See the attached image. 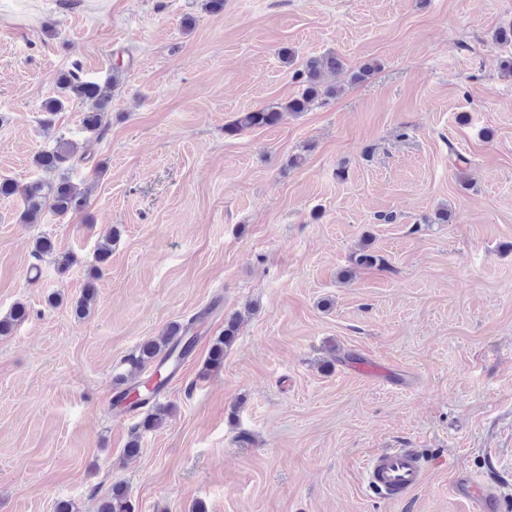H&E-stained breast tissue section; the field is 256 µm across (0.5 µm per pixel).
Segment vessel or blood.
I'll use <instances>...</instances> for the list:
<instances>
[{"label": "vessel or blood", "mask_w": 512, "mask_h": 512, "mask_svg": "<svg viewBox=\"0 0 512 512\" xmlns=\"http://www.w3.org/2000/svg\"><path fill=\"white\" fill-rule=\"evenodd\" d=\"M364 473L371 490L381 491L394 502L403 500L411 491L419 488L425 471L416 453L407 448H388L369 456ZM451 492L471 501L476 512H497L500 498L482 484L453 480Z\"/></svg>", "instance_id": "vessel-or-blood-1"}]
</instances>
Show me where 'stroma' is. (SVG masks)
I'll list each match as a JSON object with an SVG mask.
<instances>
[{
	"mask_svg": "<svg viewBox=\"0 0 512 512\" xmlns=\"http://www.w3.org/2000/svg\"><path fill=\"white\" fill-rule=\"evenodd\" d=\"M511 24L512 0H224L219 15L202 0H0V178H43L33 157L63 132L89 190L85 212L37 224L0 197V316L29 310L0 336V512H97L118 481L134 512H469L448 492L459 476L512 501V49L493 39ZM283 47L341 55V91L225 135L237 113L301 92ZM120 51L132 64L105 137L79 102L44 131L60 72L77 62L106 82ZM443 206L451 222L427 223ZM367 234L383 263L352 268ZM41 236L77 261L61 275L43 260L34 281ZM215 300L158 400L165 423L127 457L142 417L113 406L128 358ZM237 313L223 366L206 370ZM385 448L426 459L401 502L371 494L359 467ZM118 236L119 231L113 230L110 234L98 242L96 248V265H93L88 272V280L85 284L83 295L79 299L76 306L77 313L85 314L87 311H89L90 306L93 304L95 300V281L103 272L105 265L112 257V243L117 239ZM239 326L236 317L224 320V329L215 336L209 349L206 369H219L224 364V355L230 349L238 336Z\"/></svg>",
	"mask_w": 512,
	"mask_h": 512,
	"instance_id": "1",
	"label": "stroma"
}]
</instances>
